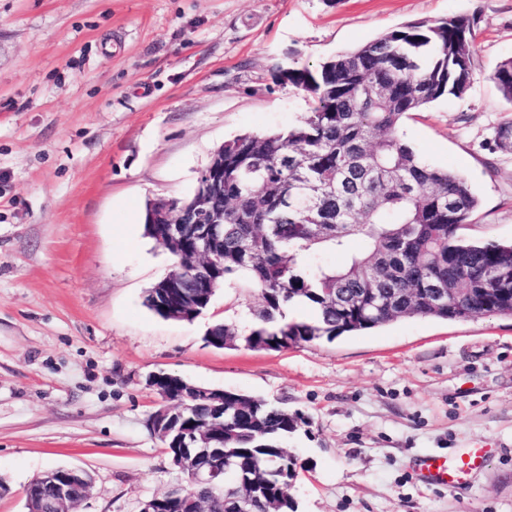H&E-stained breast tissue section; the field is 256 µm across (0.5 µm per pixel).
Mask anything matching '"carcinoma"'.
Listing matches in <instances>:
<instances>
[{
  "instance_id": "cac0c4a2",
  "label": "carcinoma",
  "mask_w": 512,
  "mask_h": 512,
  "mask_svg": "<svg viewBox=\"0 0 512 512\" xmlns=\"http://www.w3.org/2000/svg\"><path fill=\"white\" fill-rule=\"evenodd\" d=\"M474 18L455 15L409 21L320 64L289 67L277 79L307 92L312 109L285 132L244 133L224 142V233L212 244L216 262L202 271L196 243L166 236L161 225L147 235L174 259L184 287L161 306L148 290L146 305L163 318L169 309L210 305L213 289L200 287L242 279L260 291L262 306L249 333L230 323L208 328L207 345L222 349L243 340L251 349L282 351L343 334L382 327L398 317L457 319L448 300L415 290L499 288L473 300L471 317L512 316V244L460 235L480 206L468 181L427 163L404 140L401 126L413 112L443 96L462 98L471 86ZM493 80L512 101V58L498 64ZM323 212L331 233L316 238L306 215ZM361 247L346 265L328 266L319 256L344 253L349 240ZM307 307L311 317L291 319L288 307ZM188 382L172 381L167 395L183 404L184 424L210 418L208 397L184 398ZM224 395V428L218 432L227 474L243 472L261 489L250 512H296L280 477L279 461L296 470L285 444L298 427L284 407L237 390ZM233 480L217 486H175L160 495L164 512H237Z\"/></svg>"
}]
</instances>
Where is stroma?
I'll list each match as a JSON object with an SVG mask.
<instances>
[{"mask_svg": "<svg viewBox=\"0 0 512 512\" xmlns=\"http://www.w3.org/2000/svg\"><path fill=\"white\" fill-rule=\"evenodd\" d=\"M475 17L474 74L402 126L481 206L464 237L512 242V103L490 75L512 57V0H0V512H28L50 468L88 471L78 512H139L182 483L148 428L164 371L288 408L297 512H512V317L401 318L281 352L217 349L261 304L232 280L193 321L146 291L172 257L144 231L156 198H188L225 141L309 112L278 70L316 65L400 25ZM457 490L416 462L467 448ZM205 335L206 344L218 349L233 346L240 339L238 329L230 323H215L208 328Z\"/></svg>", "mask_w": 512, "mask_h": 512, "instance_id": "1", "label": "stroma"}]
</instances>
